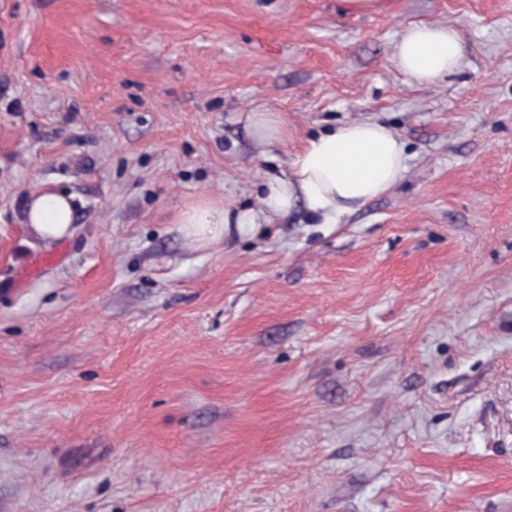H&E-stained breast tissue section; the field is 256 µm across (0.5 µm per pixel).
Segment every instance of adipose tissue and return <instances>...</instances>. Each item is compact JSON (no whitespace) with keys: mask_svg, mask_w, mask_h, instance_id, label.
I'll list each match as a JSON object with an SVG mask.
<instances>
[{"mask_svg":"<svg viewBox=\"0 0 512 512\" xmlns=\"http://www.w3.org/2000/svg\"><path fill=\"white\" fill-rule=\"evenodd\" d=\"M463 55L458 31L441 23H417L395 45L396 69L413 84L434 83L455 74ZM407 171L405 147L386 126L352 121L308 138L292 155L284 176L270 180L263 205L268 214L289 212L297 203L331 220L378 198ZM73 209L64 195L45 191L28 199L26 223L49 245L71 231ZM189 236L206 245L220 240L228 222L225 208L203 199L180 216Z\"/></svg>","mask_w":512,"mask_h":512,"instance_id":"adipose-tissue-1","label":"adipose tissue"}]
</instances>
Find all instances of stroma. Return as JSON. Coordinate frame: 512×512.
<instances>
[{
  "label": "stroma",
  "instance_id": "obj_1",
  "mask_svg": "<svg viewBox=\"0 0 512 512\" xmlns=\"http://www.w3.org/2000/svg\"><path fill=\"white\" fill-rule=\"evenodd\" d=\"M420 22L463 43L429 86ZM354 120L405 177L267 216ZM201 199L256 220L198 245ZM0 512H512V0H0ZM463 55L458 31L441 23H417L395 45L396 69L412 84L434 83L455 74ZM250 124L254 136L260 142L271 143L282 139L286 133L282 122L274 112H251ZM73 215L71 203L62 194L45 191L27 201L26 224L35 238L45 245L70 233Z\"/></svg>",
  "mask_w": 512,
  "mask_h": 512
}]
</instances>
